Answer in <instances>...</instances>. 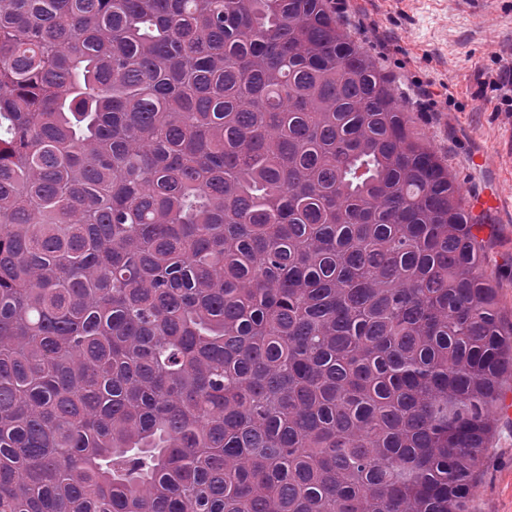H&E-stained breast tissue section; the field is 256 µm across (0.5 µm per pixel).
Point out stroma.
<instances>
[{"instance_id": "35a3bbf8", "label": "stroma", "mask_w": 512, "mask_h": 512, "mask_svg": "<svg viewBox=\"0 0 512 512\" xmlns=\"http://www.w3.org/2000/svg\"><path fill=\"white\" fill-rule=\"evenodd\" d=\"M332 2L406 105L412 130L447 163L464 198L481 201L472 217L512 320V168L500 155L512 112L480 88L483 71L512 57V0H488L479 11L458 0ZM493 425L470 512H512V411L495 414Z\"/></svg>"}]
</instances>
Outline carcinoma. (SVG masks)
<instances>
[{
	"mask_svg": "<svg viewBox=\"0 0 512 512\" xmlns=\"http://www.w3.org/2000/svg\"><path fill=\"white\" fill-rule=\"evenodd\" d=\"M479 230L330 0H0V512H469Z\"/></svg>",
	"mask_w": 512,
	"mask_h": 512,
	"instance_id": "carcinoma-1",
	"label": "carcinoma"
}]
</instances>
